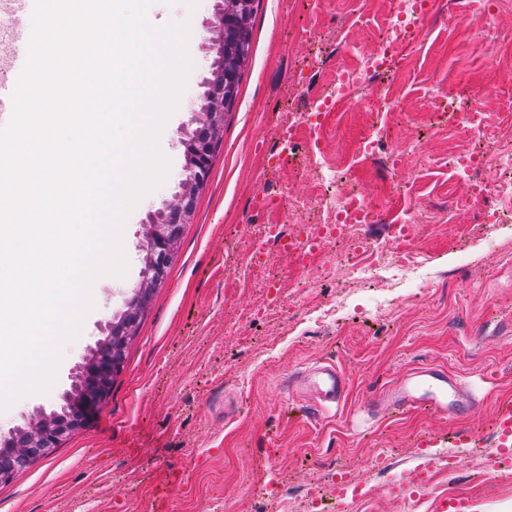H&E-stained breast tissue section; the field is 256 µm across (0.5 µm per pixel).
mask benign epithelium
Segmentation results:
<instances>
[{
  "label": "benign epithelium",
  "mask_w": 512,
  "mask_h": 512,
  "mask_svg": "<svg viewBox=\"0 0 512 512\" xmlns=\"http://www.w3.org/2000/svg\"><path fill=\"white\" fill-rule=\"evenodd\" d=\"M210 31L216 37L209 39V48L214 53L211 65V76L205 80L207 88L205 104L194 110L191 126L182 129L180 144L193 147L183 166V179L179 183L182 191L173 195L172 199L161 208L163 219L148 225L140 250L145 261L154 273L153 287L162 286L171 266V256L176 241L183 233V228L190 223L196 212L198 194L196 188L204 183L207 177L206 168L210 166V155L216 136L224 129V108L229 99L237 96L236 80L224 74V2L216 0L214 19ZM123 369L118 359H112L101 372V383L98 391L77 400L73 405L72 414L56 426L51 438L42 440L33 437L26 443L17 444L13 454L20 458H39L45 450L53 447L58 437L67 432H77L87 428L95 413L105 401L104 382L117 376Z\"/></svg>",
  "instance_id": "7a95c632"
}]
</instances>
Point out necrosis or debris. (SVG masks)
I'll list each match as a JSON object with an SVG mask.
<instances>
[{
  "label": "necrosis or debris",
  "mask_w": 512,
  "mask_h": 512,
  "mask_svg": "<svg viewBox=\"0 0 512 512\" xmlns=\"http://www.w3.org/2000/svg\"><path fill=\"white\" fill-rule=\"evenodd\" d=\"M510 6L512 0H449L448 13L479 19L488 29L487 43L508 58L512 55V34L493 29L492 21L498 11ZM428 14L426 0H388L387 21L375 37L373 52L360 57L356 64L337 67L331 82L317 96H308L305 88H297L298 109L279 129V152L291 160L304 159L315 174L318 192L309 199L289 200L283 223L260 225L239 280L242 287H278V278L267 272V255L270 247L279 246L284 239L289 242L288 258L299 288L322 285L339 271L358 283L387 280L397 285L416 277L425 267L421 254L393 252L362 236L361 226L371 223L375 215L371 201L349 173L319 160L318 154L326 114L343 106L379 117L356 147L360 161L379 163L386 172L396 175L402 170L406 154L423 156V147L417 141L389 146L386 120L403 110L389 83L397 65L393 53L402 41L419 32ZM492 91L489 85L473 86L465 107L454 95L431 94L426 106L428 116H447L449 127L468 135L469 143L448 156L455 188L448 195L447 207L424 208L409 203L394 226L397 240L410 241L417 224L450 221L454 209L476 210L482 224H512V117L488 111ZM302 128L307 130V138H299ZM300 214L305 215V222L297 223L296 233H289V224L295 223V216ZM335 242L340 245L336 251L331 248Z\"/></svg>",
  "instance_id": "obj_1"
}]
</instances>
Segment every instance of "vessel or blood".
Masks as SVG:
<instances>
[{"mask_svg": "<svg viewBox=\"0 0 512 512\" xmlns=\"http://www.w3.org/2000/svg\"><path fill=\"white\" fill-rule=\"evenodd\" d=\"M305 380L315 390L306 410L316 415L338 406L346 396V384L330 364L307 367ZM368 404L385 417L426 410L444 417L456 416L468 404L458 378L436 365H422L402 378L395 386L372 391Z\"/></svg>", "mask_w": 512, "mask_h": 512, "instance_id": "b4317fda", "label": "vessel or blood"}]
</instances>
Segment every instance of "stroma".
<instances>
[{
	"instance_id": "obj_1",
	"label": "stroma",
	"mask_w": 512,
	"mask_h": 512,
	"mask_svg": "<svg viewBox=\"0 0 512 512\" xmlns=\"http://www.w3.org/2000/svg\"><path fill=\"white\" fill-rule=\"evenodd\" d=\"M215 0H155V26L190 25L191 60L184 105L161 138L171 168L165 183L129 215L123 234L125 277H104L100 302L79 336L63 348L48 393L25 397L0 413V435L38 409L54 406L85 354L122 311L139 285L141 243L148 217L178 189L183 172L179 133L204 90L211 62L208 28ZM386 0H366L349 13L344 0H258L251 52L234 108L224 116L221 147L191 224L179 241L166 282L157 289L138 334L128 345L122 374L94 424L69 437L49 457L0 484V512H429L432 497L455 493L472 512H512V469L494 466L499 453L496 418L512 408V230H495L461 215L457 224H420L413 248L429 260V281L400 288L347 290L342 277L295 293L293 270L279 253L270 268L283 285L280 302L261 288L239 287L247 250L259 225L282 212L255 210L256 194L303 198L314 193L309 172L275 160L279 125L293 108L292 90L317 95L337 63L354 64L374 49ZM473 22L448 19L438 0L417 43L393 75L407 116L393 120L392 141H421L439 162L419 168L406 157L401 173L412 196L438 203L453 187L440 159L463 146L447 119L430 130L421 110L431 78L458 100L475 83L494 84L482 56L458 53ZM355 53L306 65L316 47L341 39ZM370 115L347 111L328 118L323 156L348 165ZM345 298L337 319L325 310ZM262 320H253L256 309ZM334 363L347 397L310 418L294 408L289 376L319 362ZM446 367L464 385V416L424 412L381 420L368 412L370 388H387L415 367ZM474 441L463 446L452 472L429 470L426 486L413 483L428 454L425 442L453 448L456 429Z\"/></svg>"
}]
</instances>
